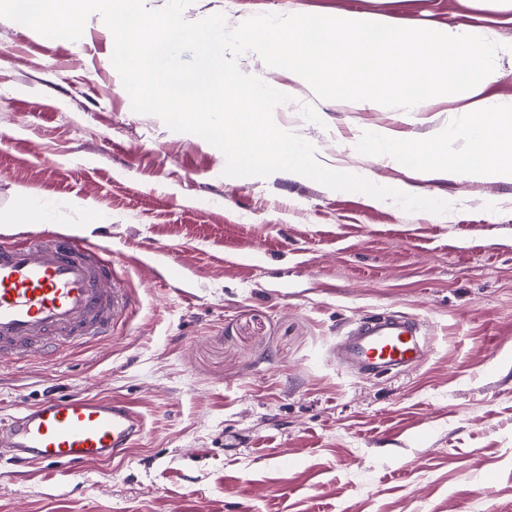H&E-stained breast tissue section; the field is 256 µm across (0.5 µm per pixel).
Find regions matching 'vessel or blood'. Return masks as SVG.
Here are the masks:
<instances>
[{"label":"vessel or blood","instance_id":"1","mask_svg":"<svg viewBox=\"0 0 512 512\" xmlns=\"http://www.w3.org/2000/svg\"><path fill=\"white\" fill-rule=\"evenodd\" d=\"M134 307L102 248L53 232L0 240V355L53 360L111 337ZM347 351L366 372L398 373L424 356L426 344L413 321L376 314L356 325ZM142 429L127 403L50 395L0 420V447L19 464L75 467L125 453Z\"/></svg>","mask_w":512,"mask_h":512}]
</instances>
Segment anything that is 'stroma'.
Listing matches in <instances>:
<instances>
[{
  "label": "stroma",
  "mask_w": 512,
  "mask_h": 512,
  "mask_svg": "<svg viewBox=\"0 0 512 512\" xmlns=\"http://www.w3.org/2000/svg\"><path fill=\"white\" fill-rule=\"evenodd\" d=\"M291 9L481 24L459 0H193L184 17L233 27ZM2 50L0 238L41 232L16 212L30 192L52 230L111 252L137 306L114 337L53 361L1 357L0 418L81 392L128 403L145 431L78 467L0 452V512H512V183L421 182L450 205L433 214L284 171L227 177L220 150L132 111L98 17L76 43L0 19ZM238 63L290 89L297 111L274 120L323 162L393 186L406 172L356 150L359 132L425 135L458 106L361 107L256 53ZM383 312L421 325L425 359L341 368L338 340Z\"/></svg>",
  "instance_id": "1"
}]
</instances>
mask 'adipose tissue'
I'll list each match as a JSON object with an SVG mask.
<instances>
[{
	"label": "adipose tissue",
	"instance_id": "obj_1",
	"mask_svg": "<svg viewBox=\"0 0 512 512\" xmlns=\"http://www.w3.org/2000/svg\"><path fill=\"white\" fill-rule=\"evenodd\" d=\"M247 46L272 51L289 75L311 79L338 98L363 104L369 93L381 92L402 112L427 111L447 97L449 85L462 83L457 124L425 136L368 130L358 148L424 179L512 183V108L484 94L500 80L498 60L512 57V43L460 24L419 28L359 12L325 18L292 12L253 24Z\"/></svg>",
	"mask_w": 512,
	"mask_h": 512
}]
</instances>
